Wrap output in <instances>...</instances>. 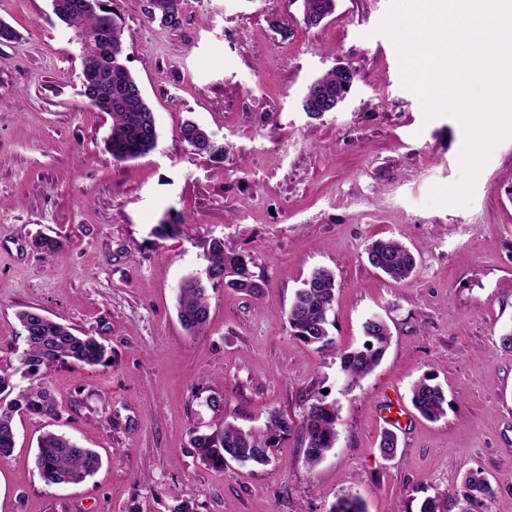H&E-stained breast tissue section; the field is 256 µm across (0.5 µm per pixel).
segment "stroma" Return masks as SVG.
I'll return each instance as SVG.
<instances>
[{"label":"stroma","instance_id":"stroma-1","mask_svg":"<svg viewBox=\"0 0 512 512\" xmlns=\"http://www.w3.org/2000/svg\"><path fill=\"white\" fill-rule=\"evenodd\" d=\"M123 29L127 67L156 120L147 155L116 161L108 113L81 96L75 33L51 0H0L19 33L0 42V365L25 348L17 311L35 307L99 338L109 365L68 364L40 381L59 418L20 414L16 446L0 459V512H329L355 494L364 512H418L480 470L489 512H512V138L498 143L466 206H430L432 187L460 178L465 131L425 120L400 83L396 49L376 28L390 0H336L319 25L302 0H181L180 23L149 16V0H106ZM339 65L356 71L334 112L310 118L308 85ZM194 120L224 145L215 163L181 137ZM180 232L160 237L163 219ZM62 241L37 249L38 236ZM402 240L417 258L402 282L373 268L367 246ZM251 256L266 288L209 289L199 336L177 317L178 284L204 272L208 245ZM330 269L335 345L291 336L287 314L312 272ZM379 315L390 345L348 387L340 355L360 348ZM435 375L447 413L423 418L411 387ZM339 409L338 440L316 466L299 433L271 463L204 466L192 430L218 419L263 427L271 410L300 421L312 395ZM224 400L222 415L207 397ZM402 417L389 426L384 408ZM393 430L394 457L380 435ZM48 430L102 457L78 486L46 484L34 463Z\"/></svg>","mask_w":512,"mask_h":512}]
</instances>
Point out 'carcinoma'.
Returning <instances> with one entry per match:
<instances>
[{
  "label": "carcinoma",
  "instance_id": "obj_1",
  "mask_svg": "<svg viewBox=\"0 0 512 512\" xmlns=\"http://www.w3.org/2000/svg\"><path fill=\"white\" fill-rule=\"evenodd\" d=\"M181 0H150V16L165 20L179 12ZM304 18L319 24L335 9V0H302ZM53 11L63 23L73 28L83 56L82 83L89 95V105L112 117L106 145L112 158L127 161L149 153L157 145L158 132L154 113L145 98L136 93L138 82L124 64L123 29L115 14L103 8V0H53ZM355 79L354 70L335 69L316 80V85L329 89L342 88ZM183 141L197 147L198 156L219 161L224 145L209 137L203 127L188 121L181 131ZM372 267L395 281L408 279L417 268L415 255L396 238L373 241L366 249ZM251 258L224 248V240L209 244V265L204 275L190 274L178 286V318L182 327L193 335L204 332L209 322L207 284L223 283L247 295L258 296L264 283L250 270ZM336 282L331 270L321 268L312 273L303 287L295 292L288 311L290 335L323 349L333 345L329 331V312L335 299ZM17 318L25 334L26 349L17 367L0 368V395L16 389L14 379L34 377L58 364L77 363L103 365L110 360L106 346L95 336L53 319H45L33 310H24ZM363 347L341 354V368L348 384L359 383L382 360L390 341L385 321L373 316L363 326ZM411 402L425 418L437 420L446 415V397L434 377L425 375L413 385ZM55 417L57 405L50 391L31 384L17 396L0 404V459L15 447L14 413ZM336 402L327 401L320 393L311 398L302 415L299 431L307 465L314 466L335 447L338 433ZM294 430V422L279 412L272 413L262 428L243 429L221 423L208 433L192 431L190 446L205 466L224 469L227 460L265 465L273 451ZM383 456L391 458L398 450L397 436L386 430L379 441ZM101 458L91 448L79 446L71 439L46 432L38 439L36 466L49 484L80 485L99 468ZM493 489L484 472H469L459 487L445 498H426L419 512H446L448 499H453L458 512H487V501ZM330 512H363L358 497L344 495Z\"/></svg>",
  "mask_w": 512,
  "mask_h": 512
}]
</instances>
